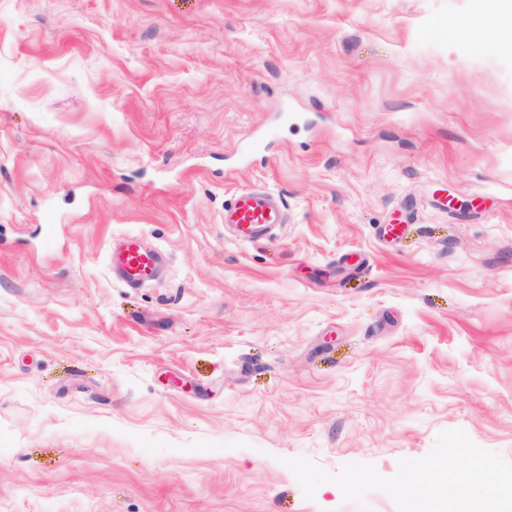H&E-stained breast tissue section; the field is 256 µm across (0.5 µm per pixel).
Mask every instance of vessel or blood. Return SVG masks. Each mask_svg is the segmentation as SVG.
Returning <instances> with one entry per match:
<instances>
[{"label":"vessel or blood","mask_w":512,"mask_h":512,"mask_svg":"<svg viewBox=\"0 0 512 512\" xmlns=\"http://www.w3.org/2000/svg\"><path fill=\"white\" fill-rule=\"evenodd\" d=\"M224 221L236 228L239 240L249 242L267 227L283 223L284 213L270 193L243 190L225 206ZM164 264L165 257L160 251L146 248L133 234L113 241L108 253L110 271L131 288L154 282Z\"/></svg>","instance_id":"vessel-or-blood-1"}]
</instances>
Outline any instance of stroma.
<instances>
[{"mask_svg":"<svg viewBox=\"0 0 512 512\" xmlns=\"http://www.w3.org/2000/svg\"><path fill=\"white\" fill-rule=\"evenodd\" d=\"M475 0H0V512H359L512 461V41ZM282 203L238 240L224 206ZM407 216L398 237L385 228ZM135 234L161 278H113ZM509 27L512 37V1L511 0H478L476 12L463 22L459 31L466 38L480 37L479 33L493 30L499 34ZM283 222L281 206L268 192L242 190L224 206V224H232L243 242L252 241L267 227Z\"/></svg>","mask_w":512,"mask_h":512,"instance_id":"obj_1","label":"stroma"}]
</instances>
